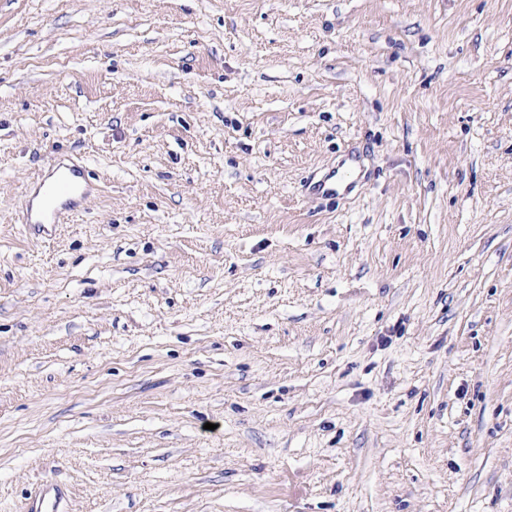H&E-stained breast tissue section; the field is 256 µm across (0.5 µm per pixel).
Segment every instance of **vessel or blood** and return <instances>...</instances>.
I'll use <instances>...</instances> for the list:
<instances>
[{
  "instance_id": "obj_1",
  "label": "vessel or blood",
  "mask_w": 512,
  "mask_h": 512,
  "mask_svg": "<svg viewBox=\"0 0 512 512\" xmlns=\"http://www.w3.org/2000/svg\"><path fill=\"white\" fill-rule=\"evenodd\" d=\"M57 169L58 176L43 187L41 202L26 198L22 207L24 223L41 229L79 212L81 199L92 190L85 168L61 163Z\"/></svg>"
}]
</instances>
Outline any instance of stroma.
<instances>
[{"label":"stroma","instance_id":"obj_1","mask_svg":"<svg viewBox=\"0 0 512 512\" xmlns=\"http://www.w3.org/2000/svg\"><path fill=\"white\" fill-rule=\"evenodd\" d=\"M46 490L512 512V0H0V512ZM55 171L61 172L53 181L48 184L42 181L41 186L37 187L34 197L39 195L40 188L43 189L40 205L38 203L35 207L31 191L27 193L22 206V224L33 225L38 231L42 228L44 232L45 225L61 224L66 215L79 212V201L92 190L85 168L75 163H58Z\"/></svg>","mask_w":512,"mask_h":512}]
</instances>
